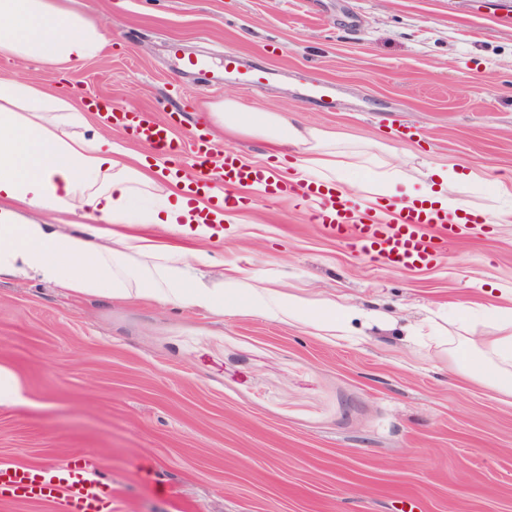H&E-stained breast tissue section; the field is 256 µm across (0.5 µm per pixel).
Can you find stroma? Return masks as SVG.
I'll list each match as a JSON object with an SVG mask.
<instances>
[{"mask_svg": "<svg viewBox=\"0 0 512 512\" xmlns=\"http://www.w3.org/2000/svg\"><path fill=\"white\" fill-rule=\"evenodd\" d=\"M112 28L102 54L58 73L0 58V76L171 111L254 164L259 138L217 135L202 115L235 97L341 135L382 171L476 170L462 197L491 215L512 197V0H79ZM208 55L206 73L171 52ZM268 69L259 90L225 54ZM329 87L332 108L307 96ZM169 244L199 241L172 231ZM207 251L257 284L312 301L341 296L398 317L340 336L261 314L224 316L147 299L66 293L0 279V365L24 393L0 405V462L45 470L81 457L112 512H512V406L458 372L447 330L512 302V224L450 243L437 266L390 272L351 254L304 208L265 196L237 210Z\"/></svg>", "mask_w": 512, "mask_h": 512, "instance_id": "obj_1", "label": "stroma"}]
</instances>
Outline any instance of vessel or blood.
Listing matches in <instances>:
<instances>
[{"mask_svg":"<svg viewBox=\"0 0 512 512\" xmlns=\"http://www.w3.org/2000/svg\"><path fill=\"white\" fill-rule=\"evenodd\" d=\"M104 122L131 136L150 155L166 156L169 173L183 183L184 193L198 201L193 217L213 222L227 209L246 206L245 190L260 187L269 197L301 198L311 208L308 218L325 234L341 241L348 251L388 270L415 271L437 263L448 241L461 238L467 227L449 218L446 211L412 201L384 215L375 203L351 204L322 187L302 184L294 176L242 160L231 149H219L210 140L193 141L182 148L173 134L172 119H158L153 112L132 106H113L102 112ZM191 165H184V153ZM0 499L16 502H54L61 512H105L107 495L87 485L80 462L50 474L34 466H0Z\"/></svg>","mask_w":512,"mask_h":512,"instance_id":"vessel-or-blood-1","label":"vessel or blood"}]
</instances>
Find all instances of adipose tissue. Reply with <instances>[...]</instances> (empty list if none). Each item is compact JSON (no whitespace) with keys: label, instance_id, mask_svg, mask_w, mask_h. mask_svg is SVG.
Instances as JSON below:
<instances>
[{"label":"adipose tissue","instance_id":"1","mask_svg":"<svg viewBox=\"0 0 512 512\" xmlns=\"http://www.w3.org/2000/svg\"><path fill=\"white\" fill-rule=\"evenodd\" d=\"M72 0H0V58L37 62L57 70L98 58L110 29L95 15L72 8ZM208 119L224 134L263 138L295 156L305 183L343 186L334 134L276 111L246 112L233 98L210 104ZM121 141L91 131L83 113L60 95L0 77V279H38L76 295L147 298L215 315L244 307L287 322L336 333L370 317L384 324L393 315L340 300L314 304L276 288H254L235 279L207 283L194 265L213 264L202 250L186 255L161 239L169 229L193 238L222 237L221 222L190 218L188 198L156 178L162 164L145 170L131 164ZM475 171L435 168L421 188L409 192L425 205L462 212V185L479 181ZM68 214L65 224L25 219L24 211ZM119 224H152L153 238L122 235ZM490 336L448 339V352L465 353L463 368L485 388L512 401V307L487 310Z\"/></svg>","mask_w":512,"mask_h":512}]
</instances>
